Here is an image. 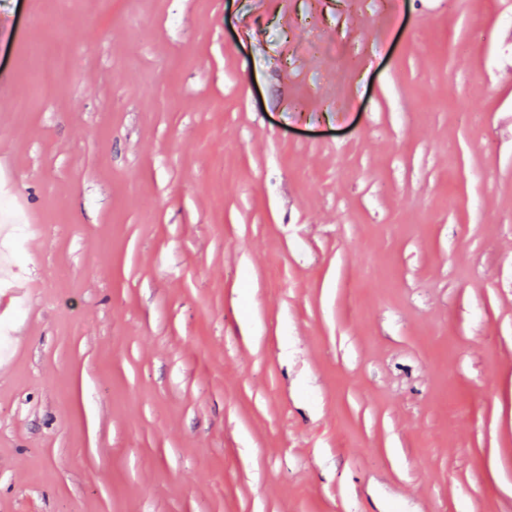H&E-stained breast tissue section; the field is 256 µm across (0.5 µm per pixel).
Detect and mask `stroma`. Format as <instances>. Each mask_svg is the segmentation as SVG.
<instances>
[{
    "instance_id": "1",
    "label": "stroma",
    "mask_w": 512,
    "mask_h": 512,
    "mask_svg": "<svg viewBox=\"0 0 512 512\" xmlns=\"http://www.w3.org/2000/svg\"><path fill=\"white\" fill-rule=\"evenodd\" d=\"M1 83L0 512H512V0H0Z\"/></svg>"
}]
</instances>
